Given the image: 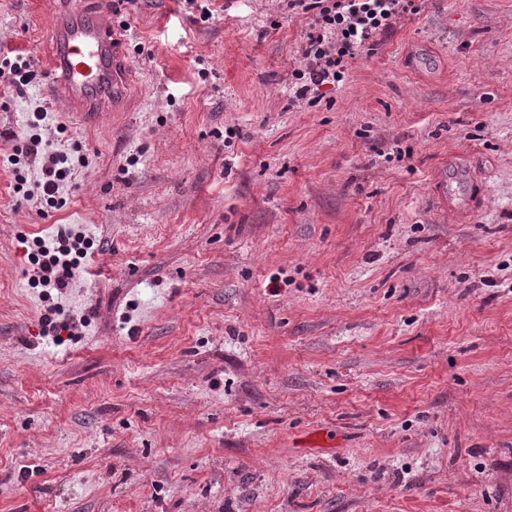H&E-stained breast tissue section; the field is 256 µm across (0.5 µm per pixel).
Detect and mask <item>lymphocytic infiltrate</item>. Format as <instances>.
<instances>
[{
    "mask_svg": "<svg viewBox=\"0 0 512 512\" xmlns=\"http://www.w3.org/2000/svg\"><path fill=\"white\" fill-rule=\"evenodd\" d=\"M289 10L313 13L314 18L301 47L303 68L294 70L296 100L313 101L327 85L342 81L350 59L374 51L377 38L391 30L406 14L416 9L415 0H285ZM48 115L39 106L29 117L33 134L25 157L40 164V188L47 205L61 209L65 201L59 197L62 182L71 178L74 165L70 155L53 147L52 138L40 135L39 129ZM92 241L61 239L58 252L48 259L32 257L36 279L43 287L65 291L78 260L84 257Z\"/></svg>",
    "mask_w": 512,
    "mask_h": 512,
    "instance_id": "lymphocytic-infiltrate-1",
    "label": "lymphocytic infiltrate"
}]
</instances>
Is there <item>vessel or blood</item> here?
<instances>
[{"label":"vessel or blood","instance_id":"obj_1","mask_svg":"<svg viewBox=\"0 0 512 512\" xmlns=\"http://www.w3.org/2000/svg\"><path fill=\"white\" fill-rule=\"evenodd\" d=\"M53 24L40 59L48 82L46 94L62 111L90 123L125 102L128 64L121 33L112 23L107 0L88 9L84 0H52ZM466 171L457 156H449L436 171L433 198L438 209L468 220L474 205L464 197Z\"/></svg>","mask_w":512,"mask_h":512}]
</instances>
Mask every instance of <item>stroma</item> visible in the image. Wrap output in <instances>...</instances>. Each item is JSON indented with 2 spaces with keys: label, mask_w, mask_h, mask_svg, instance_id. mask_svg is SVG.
Listing matches in <instances>:
<instances>
[{
  "label": "stroma",
  "mask_w": 512,
  "mask_h": 512,
  "mask_svg": "<svg viewBox=\"0 0 512 512\" xmlns=\"http://www.w3.org/2000/svg\"><path fill=\"white\" fill-rule=\"evenodd\" d=\"M110 2L132 109L67 119L63 209L10 188L39 86L0 94V512H512V0H418L312 106L310 15ZM65 230L98 247L55 300L27 254ZM466 176V170L455 155H449L448 162L444 161L435 174L433 198L437 208L449 211L458 221L468 220L476 211L462 193Z\"/></svg>",
  "instance_id": "35a3bbf8"
}]
</instances>
